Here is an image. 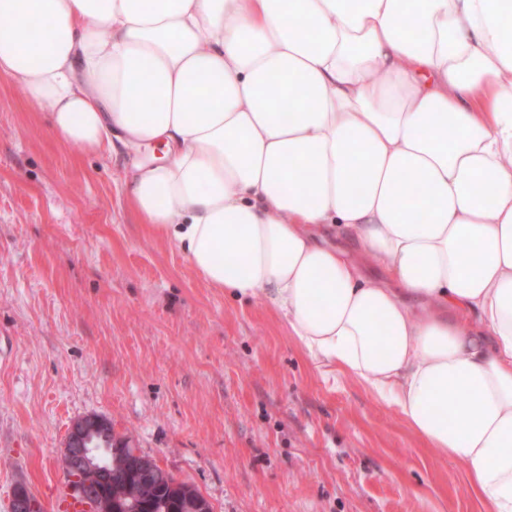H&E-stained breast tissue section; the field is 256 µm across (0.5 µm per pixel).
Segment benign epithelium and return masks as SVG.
<instances>
[{"label":"benign epithelium","mask_w":512,"mask_h":512,"mask_svg":"<svg viewBox=\"0 0 512 512\" xmlns=\"http://www.w3.org/2000/svg\"><path fill=\"white\" fill-rule=\"evenodd\" d=\"M98 434L112 436L109 421L97 416L76 420L68 430L63 452L65 474L77 483L83 498L96 504L109 498L106 490L100 485L98 464L89 452L92 438ZM113 443L115 447L110 453L116 456L125 454L124 439L116 436ZM12 506L14 512H46L40 500L19 486L13 491Z\"/></svg>","instance_id":"obj_1"}]
</instances>
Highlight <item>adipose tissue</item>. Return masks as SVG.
Segmentation results:
<instances>
[{
    "label": "adipose tissue",
    "instance_id": "1",
    "mask_svg": "<svg viewBox=\"0 0 512 512\" xmlns=\"http://www.w3.org/2000/svg\"><path fill=\"white\" fill-rule=\"evenodd\" d=\"M0 75L512 512V0H0Z\"/></svg>",
    "mask_w": 512,
    "mask_h": 512
}]
</instances>
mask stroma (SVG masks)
Wrapping results in <instances>:
<instances>
[{"mask_svg":"<svg viewBox=\"0 0 512 512\" xmlns=\"http://www.w3.org/2000/svg\"><path fill=\"white\" fill-rule=\"evenodd\" d=\"M98 415L213 512H483L351 378H324L262 301L205 285L128 207L106 158L59 141L0 78V512L66 480Z\"/></svg>","mask_w":512,"mask_h":512,"instance_id":"obj_1","label":"stroma"}]
</instances>
